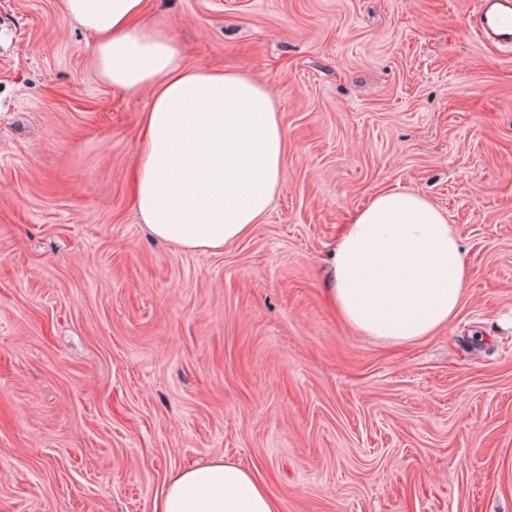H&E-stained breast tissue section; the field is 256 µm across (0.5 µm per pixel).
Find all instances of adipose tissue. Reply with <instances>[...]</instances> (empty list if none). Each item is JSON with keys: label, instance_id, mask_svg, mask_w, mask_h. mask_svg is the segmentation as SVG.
Masks as SVG:
<instances>
[{"label": "adipose tissue", "instance_id": "adipose-tissue-1", "mask_svg": "<svg viewBox=\"0 0 512 512\" xmlns=\"http://www.w3.org/2000/svg\"><path fill=\"white\" fill-rule=\"evenodd\" d=\"M147 0H63L97 38L110 85L148 89L147 142L139 157L140 217L175 246L217 251L259 223L278 194L285 155L271 94L256 79L188 70L160 31L139 26ZM468 273L458 233L421 194L391 189L356 209L336 239L330 295L362 334L393 344L448 323ZM154 512H277L247 470L211 459L172 474Z\"/></svg>", "mask_w": 512, "mask_h": 512}]
</instances>
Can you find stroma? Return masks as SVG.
Listing matches in <instances>:
<instances>
[{
	"label": "stroma",
	"instance_id": "1",
	"mask_svg": "<svg viewBox=\"0 0 512 512\" xmlns=\"http://www.w3.org/2000/svg\"><path fill=\"white\" fill-rule=\"evenodd\" d=\"M191 69L251 76L286 139L261 224L153 237L147 90L102 80L62 0H0V512H153L176 470H249L278 512H512V48L473 0H150ZM406 188L468 268L407 345L327 294L353 211Z\"/></svg>",
	"mask_w": 512,
	"mask_h": 512
}]
</instances>
